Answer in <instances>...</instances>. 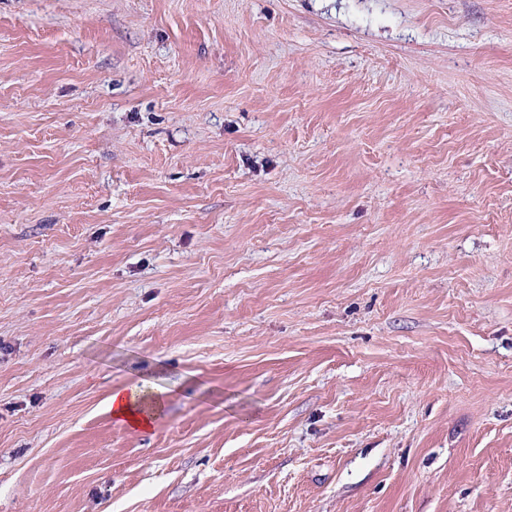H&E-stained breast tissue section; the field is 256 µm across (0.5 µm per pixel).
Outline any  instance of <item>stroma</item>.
<instances>
[{
  "label": "stroma",
  "instance_id": "1",
  "mask_svg": "<svg viewBox=\"0 0 512 512\" xmlns=\"http://www.w3.org/2000/svg\"><path fill=\"white\" fill-rule=\"evenodd\" d=\"M0 512H512V0H0ZM165 393H147L138 385L112 390L107 404L112 418L131 429L147 431L165 406Z\"/></svg>",
  "mask_w": 512,
  "mask_h": 512
}]
</instances>
